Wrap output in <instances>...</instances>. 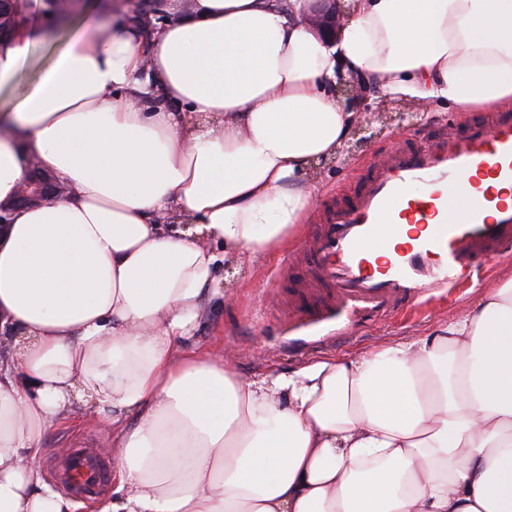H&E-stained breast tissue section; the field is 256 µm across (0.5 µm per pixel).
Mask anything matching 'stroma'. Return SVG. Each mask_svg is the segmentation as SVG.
I'll return each instance as SVG.
<instances>
[{
    "mask_svg": "<svg viewBox=\"0 0 512 512\" xmlns=\"http://www.w3.org/2000/svg\"><path fill=\"white\" fill-rule=\"evenodd\" d=\"M32 21L41 33L31 48L32 65L20 74L10 93H0V113L9 111L10 100L26 93L39 67L51 59L63 33L45 10L35 11ZM354 109L373 122L382 112L409 113L413 124L403 129H382L365 152L355 156L340 152L334 159L311 169L307 178L317 185L320 203L324 206L336 193L353 187L358 178L367 174L374 160L391 150L399 140L420 144L438 134L452 133L471 120L467 114L450 110L433 112L412 101L388 99L374 88L365 89ZM300 246V241H293L286 250L248 264L240 265L228 259L221 261L216 272L219 292L206 295L205 313L184 338V345L224 346L233 356L240 375L253 379L268 373L287 372L323 356L350 358L384 343L426 334L471 304L482 288L481 283H473L464 293L431 305L411 319L395 317L358 324L328 346L292 348L281 322V310L290 301V287L274 283L273 271ZM77 441L94 449L108 448L112 445V433L96 423L71 420L46 437L39 457L41 469H48L51 458L66 457Z\"/></svg>",
    "mask_w": 512,
    "mask_h": 512,
    "instance_id": "obj_1",
    "label": "stroma"
}]
</instances>
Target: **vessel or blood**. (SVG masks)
<instances>
[{"instance_id": "1", "label": "vessel or blood", "mask_w": 512, "mask_h": 512, "mask_svg": "<svg viewBox=\"0 0 512 512\" xmlns=\"http://www.w3.org/2000/svg\"><path fill=\"white\" fill-rule=\"evenodd\" d=\"M512 113L374 161L352 195L312 225L276 279L294 285L289 331L333 322L332 341L364 320L450 297L494 260L512 257ZM112 465L73 448L58 475L79 498L98 496Z\"/></svg>"}]
</instances>
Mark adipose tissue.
Listing matches in <instances>:
<instances>
[{
  "mask_svg": "<svg viewBox=\"0 0 512 512\" xmlns=\"http://www.w3.org/2000/svg\"><path fill=\"white\" fill-rule=\"evenodd\" d=\"M345 3L332 41L300 24L309 0H195L149 39L87 21L0 115V201L35 161L66 186L0 234V512H76L37 458L79 403L112 431L98 512H512V273L433 334L252 380L178 343L219 257L305 223V170L360 120L339 75L429 108L512 101V0ZM38 7L18 0L0 89Z\"/></svg>",
  "mask_w": 512,
  "mask_h": 512,
  "instance_id": "1",
  "label": "adipose tissue"
}]
</instances>
